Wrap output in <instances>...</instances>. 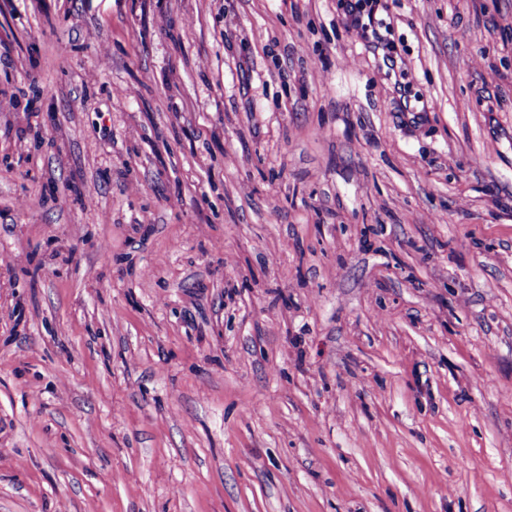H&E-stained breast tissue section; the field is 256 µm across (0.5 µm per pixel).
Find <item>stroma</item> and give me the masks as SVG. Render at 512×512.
I'll use <instances>...</instances> for the list:
<instances>
[{"instance_id":"stroma-1","label":"stroma","mask_w":512,"mask_h":512,"mask_svg":"<svg viewBox=\"0 0 512 512\" xmlns=\"http://www.w3.org/2000/svg\"><path fill=\"white\" fill-rule=\"evenodd\" d=\"M0 0V512H512V0Z\"/></svg>"}]
</instances>
